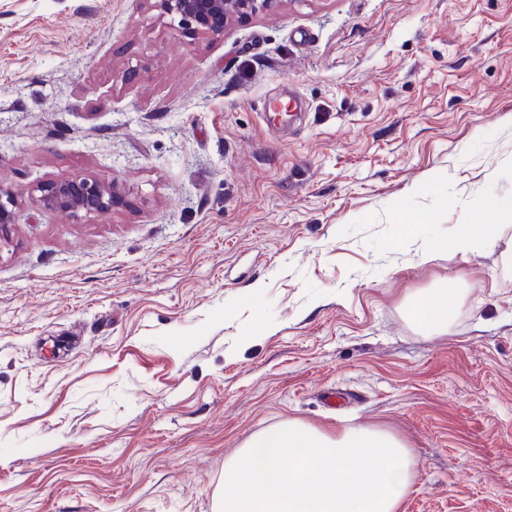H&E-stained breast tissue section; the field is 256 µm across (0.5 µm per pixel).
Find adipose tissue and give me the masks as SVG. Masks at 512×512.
I'll return each instance as SVG.
<instances>
[{"label":"adipose tissue","instance_id":"obj_1","mask_svg":"<svg viewBox=\"0 0 512 512\" xmlns=\"http://www.w3.org/2000/svg\"><path fill=\"white\" fill-rule=\"evenodd\" d=\"M474 221L448 238L449 252L491 246L512 222V196H488ZM461 307L453 290L437 288L412 304L426 335L444 336ZM415 458L388 431L352 426L328 434L291 421L251 436L224 463L221 512H400L414 481Z\"/></svg>","mask_w":512,"mask_h":512}]
</instances>
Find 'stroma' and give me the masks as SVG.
I'll return each instance as SVG.
<instances>
[{
	"label": "stroma",
	"mask_w": 512,
	"mask_h": 512,
	"mask_svg": "<svg viewBox=\"0 0 512 512\" xmlns=\"http://www.w3.org/2000/svg\"><path fill=\"white\" fill-rule=\"evenodd\" d=\"M76 174L125 206L34 204ZM0 184V512H217L288 420L402 440L401 512H512V223L441 247L512 195V0H279L193 38L153 0H0ZM434 288L463 303L429 337ZM18 200L14 190L0 184V232H7L9 227L18 224ZM478 224H460V230L446 239L449 253L466 254L482 246H493L500 239L501 224L512 222V196H488L474 205ZM460 307L461 297L455 290L436 288L413 302L412 314L426 335L444 336Z\"/></svg>",
	"instance_id": "1"
}]
</instances>
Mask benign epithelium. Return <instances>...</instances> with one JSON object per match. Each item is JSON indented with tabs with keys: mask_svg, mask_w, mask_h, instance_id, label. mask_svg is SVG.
<instances>
[{
	"mask_svg": "<svg viewBox=\"0 0 512 512\" xmlns=\"http://www.w3.org/2000/svg\"><path fill=\"white\" fill-rule=\"evenodd\" d=\"M160 9L190 34L221 35L232 23L270 10L277 0H156ZM39 208L73 217L104 215L124 203V194L114 181L76 175L38 187ZM18 200L14 190L0 184V232L18 223Z\"/></svg>",
	"mask_w": 512,
	"mask_h": 512,
	"instance_id": "obj_1",
	"label": "benign epithelium"
}]
</instances>
